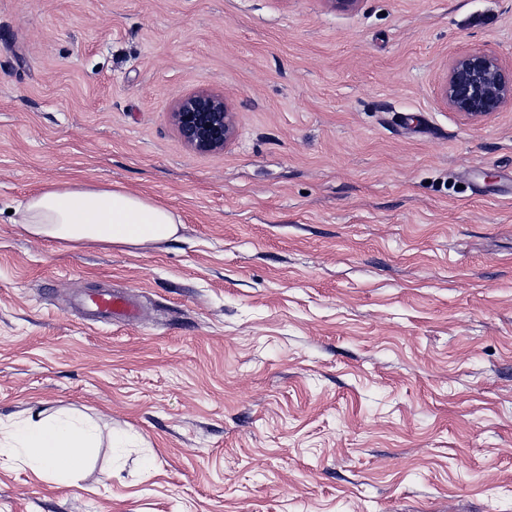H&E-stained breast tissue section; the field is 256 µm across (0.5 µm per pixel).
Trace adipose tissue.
<instances>
[{"mask_svg": "<svg viewBox=\"0 0 512 512\" xmlns=\"http://www.w3.org/2000/svg\"><path fill=\"white\" fill-rule=\"evenodd\" d=\"M18 213L30 238L75 246L159 245L176 239L183 226L174 210L150 197L79 177L35 191L19 204ZM98 442L97 430L77 417L63 411L33 412L0 432V467L21 463L65 483Z\"/></svg>", "mask_w": 512, "mask_h": 512, "instance_id": "adipose-tissue-1", "label": "adipose tissue"}]
</instances>
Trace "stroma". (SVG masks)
<instances>
[{
  "label": "stroma",
  "mask_w": 512,
  "mask_h": 512,
  "mask_svg": "<svg viewBox=\"0 0 512 512\" xmlns=\"http://www.w3.org/2000/svg\"><path fill=\"white\" fill-rule=\"evenodd\" d=\"M478 51L512 66V0H0V422L128 434L0 468V512H512V107L440 100ZM201 89L219 152L170 121ZM74 177L178 240L28 237ZM170 114L184 144L195 151L224 150L236 136L233 115L223 92L201 90L181 96ZM96 312L105 318L115 319L117 316H125L131 313L127 300L112 292L100 295L92 300Z\"/></svg>",
  "instance_id": "obj_1"
}]
</instances>
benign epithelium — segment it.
<instances>
[{
  "label": "benign epithelium",
  "instance_id": "obj_1",
  "mask_svg": "<svg viewBox=\"0 0 512 512\" xmlns=\"http://www.w3.org/2000/svg\"><path fill=\"white\" fill-rule=\"evenodd\" d=\"M444 104L478 121L512 107V69L489 53L474 52L451 61L442 86ZM171 120L182 141L199 152L221 151L236 136L233 115L224 93L201 90L179 97Z\"/></svg>",
  "mask_w": 512,
  "mask_h": 512
}]
</instances>
